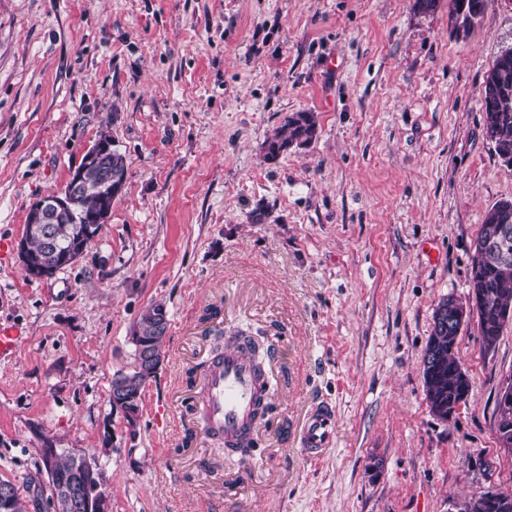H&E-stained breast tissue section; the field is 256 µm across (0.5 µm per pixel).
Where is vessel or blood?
Wrapping results in <instances>:
<instances>
[{"mask_svg":"<svg viewBox=\"0 0 512 512\" xmlns=\"http://www.w3.org/2000/svg\"><path fill=\"white\" fill-rule=\"evenodd\" d=\"M271 396L268 379L256 372L245 349L225 351L222 357L209 360L202 392L195 397L201 433L230 448L246 445L257 437L256 413L269 404ZM295 438L307 458L322 459L336 441L335 409L326 403L306 408Z\"/></svg>","mask_w":512,"mask_h":512,"instance_id":"b4317fda","label":"vessel or blood"}]
</instances>
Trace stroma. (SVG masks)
<instances>
[{
    "label": "stroma",
    "instance_id": "obj_1",
    "mask_svg": "<svg viewBox=\"0 0 512 512\" xmlns=\"http://www.w3.org/2000/svg\"><path fill=\"white\" fill-rule=\"evenodd\" d=\"M0 0V237L64 190L101 135L126 178L98 236L53 275L0 261V480L29 502L52 447L95 458L108 512H454L512 491L493 351L457 355L471 395L444 421L422 357L442 298H469L485 212L512 199L480 98L512 48V0L458 38L447 0ZM318 133L276 159L292 112ZM169 320L136 429L110 403L149 305ZM260 341L273 401L249 461L199 430L190 374ZM336 407L308 460L303 407ZM28 512H53L48 498ZM318 120L314 112L289 113L266 141L267 156L275 158L292 145H306L317 136Z\"/></svg>",
    "mask_w": 512,
    "mask_h": 512
}]
</instances>
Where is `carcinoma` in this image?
Masks as SVG:
<instances>
[{"label":"carcinoma","instance_id":"1","mask_svg":"<svg viewBox=\"0 0 512 512\" xmlns=\"http://www.w3.org/2000/svg\"><path fill=\"white\" fill-rule=\"evenodd\" d=\"M488 0H448V10L454 19L463 23L480 18ZM486 137L500 158L512 156V55L497 57L484 79L481 96ZM318 120L313 112L298 111L288 114L280 127L266 141L267 156L275 158L292 145H306L317 136ZM85 177L89 182L82 210L76 215L61 214L52 225L55 232L53 265L76 260L90 241L101 230L99 224L84 223L85 215L94 212L109 194L98 172L90 169ZM40 225H25L27 246L40 254L44 239ZM495 229L504 232L497 247L486 252L473 253L470 275V294L473 310L477 315V328L486 352L495 348L503 326L512 321V200L499 201L486 211L476 238L481 241ZM161 306H151L140 316L133 343L135 359L131 371L119 378L129 386L123 394L110 392V402L123 403L140 410L144 384L140 367L144 354L161 358L168 326H158ZM448 299H442L434 312L443 324H434L423 355V379L426 400L431 412L442 420H449L456 413L459 403H467L471 381L456 355L458 330L448 327ZM43 462L48 474L54 512H75L70 496L65 491L74 475L75 458H62L58 450L43 451ZM472 512H512V492L493 495L483 491L471 496Z\"/></svg>","mask_w":512,"mask_h":512}]
</instances>
